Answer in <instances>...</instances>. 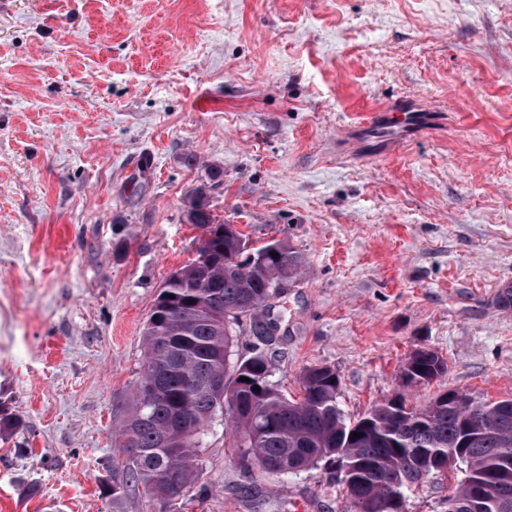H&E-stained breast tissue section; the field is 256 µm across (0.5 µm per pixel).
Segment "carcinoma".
<instances>
[{
  "label": "carcinoma",
  "instance_id": "obj_1",
  "mask_svg": "<svg viewBox=\"0 0 512 512\" xmlns=\"http://www.w3.org/2000/svg\"><path fill=\"white\" fill-rule=\"evenodd\" d=\"M184 212L207 239L198 257L166 279L146 322L145 360L119 433L125 461L112 468V500L142 491L161 502L163 512H183L191 488L205 491L198 485L200 453L220 417L244 473L281 474L284 464L290 475L331 468L345 487L348 512H395L394 499L404 498L422 469L451 451L463 473L453 512H512V483L473 498L477 485L512 466V406L504 415L461 402L413 408L402 398L398 406L385 402L348 421L336 403V372L315 366L303 373L301 398L286 397L270 380L272 355L263 342H252L249 357L232 361L239 332L229 319L265 317L270 285L296 279L303 253L283 241L246 253L242 234L215 214L204 184L190 192ZM412 357L420 385L448 372L447 362L431 352ZM221 377L235 388L232 395L204 388ZM153 389L160 392L157 402L148 401ZM355 432L360 437L352 438Z\"/></svg>",
  "mask_w": 512,
  "mask_h": 512
}]
</instances>
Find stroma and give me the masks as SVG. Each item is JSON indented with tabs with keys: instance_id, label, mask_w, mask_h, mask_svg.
Here are the masks:
<instances>
[{
	"instance_id": "obj_1",
	"label": "stroma",
	"mask_w": 512,
	"mask_h": 512,
	"mask_svg": "<svg viewBox=\"0 0 512 512\" xmlns=\"http://www.w3.org/2000/svg\"><path fill=\"white\" fill-rule=\"evenodd\" d=\"M404 97L440 121L388 153L344 139ZM203 183L251 249L305 257L271 310L284 394L319 365L351 421L396 394L512 399V0H0V512H160L102 488ZM418 349L447 376L403 385ZM201 460L191 512L347 507L320 469L245 477L219 423ZM461 478L406 512H447Z\"/></svg>"
}]
</instances>
